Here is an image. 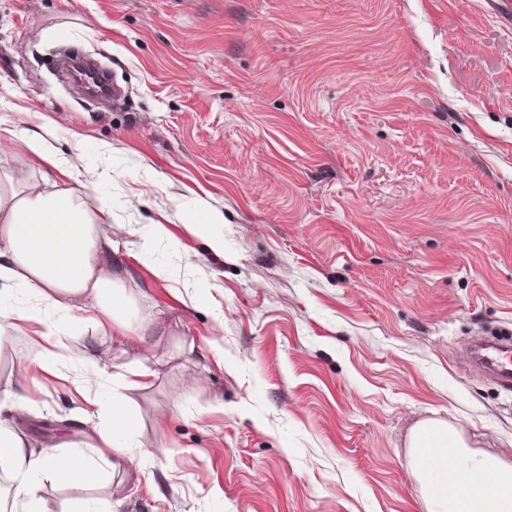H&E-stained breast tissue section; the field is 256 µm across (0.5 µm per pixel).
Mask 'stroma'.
<instances>
[{
    "instance_id": "1",
    "label": "stroma",
    "mask_w": 512,
    "mask_h": 512,
    "mask_svg": "<svg viewBox=\"0 0 512 512\" xmlns=\"http://www.w3.org/2000/svg\"><path fill=\"white\" fill-rule=\"evenodd\" d=\"M64 49L125 104L70 89ZM23 132L111 204L140 312L167 313L129 394L144 455L44 481L42 512H426L408 452L429 420L512 461V387L466 353L512 335V25L484 0H0V168L57 178L12 152ZM61 328L66 357L23 386L32 329L0 338V401L27 404L0 423L36 450L105 393L80 353L111 355L109 331ZM213 224V218L203 212L199 213V217L195 219H188L184 226L188 231L195 235L205 236L207 245L215 252H223V238L216 237L211 232V226Z\"/></svg>"
}]
</instances>
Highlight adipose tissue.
<instances>
[{
  "label": "adipose tissue",
  "mask_w": 512,
  "mask_h": 512,
  "mask_svg": "<svg viewBox=\"0 0 512 512\" xmlns=\"http://www.w3.org/2000/svg\"><path fill=\"white\" fill-rule=\"evenodd\" d=\"M109 225L98 236V225ZM124 225L113 223L111 205L86 209L71 189L39 191L0 174V325H39L40 362L61 359L66 348L45 310L112 326V350L129 357L155 344L165 331L157 314H138L135 292L101 257L119 250ZM155 372L119 366L105 423L96 432L98 459L121 470L133 459L126 435L127 391L146 389ZM68 456L59 447L33 451L20 434L0 425V462L12 467L17 512H40L43 480L63 474ZM409 465L422 481L427 512H512V463L488 450L471 448L453 425L430 421L411 434Z\"/></svg>",
  "instance_id": "ef3b65f1"
}]
</instances>
